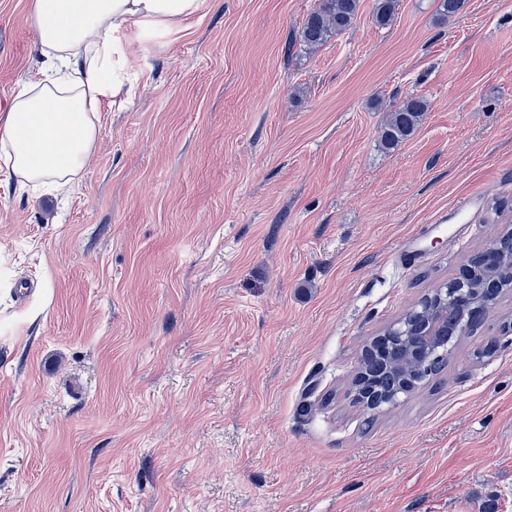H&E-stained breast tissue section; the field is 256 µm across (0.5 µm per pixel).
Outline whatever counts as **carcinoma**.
Listing matches in <instances>:
<instances>
[{
    "mask_svg": "<svg viewBox=\"0 0 512 512\" xmlns=\"http://www.w3.org/2000/svg\"><path fill=\"white\" fill-rule=\"evenodd\" d=\"M397 0H374L372 18L380 26L388 24L395 12ZM361 0H318L302 24L300 39L311 48H318L336 35L348 31L357 20ZM428 101L423 96L406 98L388 114L378 136L379 146L385 150L396 147L409 137L419 124ZM503 256L499 248L485 251L460 273L461 285L445 294L426 296L420 302L422 310L411 309L401 319V334L376 340L362 350L358 360L373 381L376 390L385 398L408 395L429 378L440 374L448 366V349L456 346L466 329H474L485 320L488 308L470 300V290L478 288L489 295L501 292L505 286L503 273L498 271ZM434 312L441 325V334L432 345L433 362L428 373L419 377L413 373L400 376L391 364L400 359V336H418L426 331L428 313Z\"/></svg>",
    "mask_w": 512,
    "mask_h": 512,
    "instance_id": "carcinoma-1",
    "label": "carcinoma"
}]
</instances>
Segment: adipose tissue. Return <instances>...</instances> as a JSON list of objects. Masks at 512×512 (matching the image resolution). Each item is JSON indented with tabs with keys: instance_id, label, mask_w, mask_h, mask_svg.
I'll return each mask as SVG.
<instances>
[{
	"instance_id": "adipose-tissue-1",
	"label": "adipose tissue",
	"mask_w": 512,
	"mask_h": 512,
	"mask_svg": "<svg viewBox=\"0 0 512 512\" xmlns=\"http://www.w3.org/2000/svg\"><path fill=\"white\" fill-rule=\"evenodd\" d=\"M202 0H32L45 74L18 83L0 113V164L16 185L70 189L98 144V114L118 100L133 34L173 32Z\"/></svg>"
}]
</instances>
